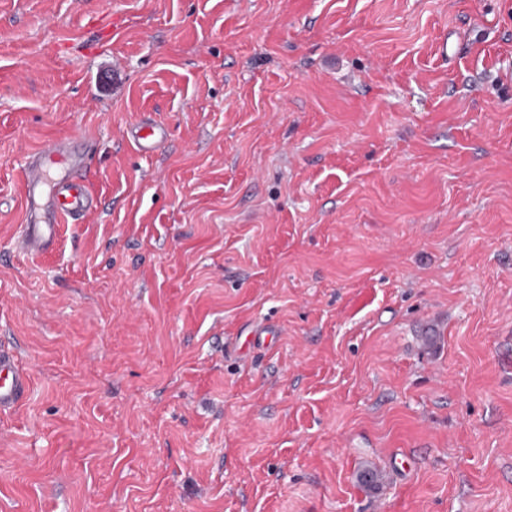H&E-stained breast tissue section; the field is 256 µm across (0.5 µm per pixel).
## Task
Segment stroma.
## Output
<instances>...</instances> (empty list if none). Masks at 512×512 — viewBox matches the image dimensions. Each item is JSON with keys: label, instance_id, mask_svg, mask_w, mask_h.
I'll use <instances>...</instances> for the list:
<instances>
[{"label": "stroma", "instance_id": "stroma-1", "mask_svg": "<svg viewBox=\"0 0 512 512\" xmlns=\"http://www.w3.org/2000/svg\"><path fill=\"white\" fill-rule=\"evenodd\" d=\"M509 68L512 0H0V512H512ZM125 135L129 141L136 145L140 152L154 153L158 146L166 140L167 129L150 119L144 118L130 125L126 129ZM75 139H79V147ZM90 151L86 138L75 137L45 144L29 157L21 173L26 207V224L20 241L23 251L41 254L51 250L60 224L68 218L81 219L93 211L95 197L81 176ZM51 155L65 164L60 176L45 162ZM30 383V371L18 362L11 351L0 346V411L21 403Z\"/></svg>", "mask_w": 512, "mask_h": 512}]
</instances>
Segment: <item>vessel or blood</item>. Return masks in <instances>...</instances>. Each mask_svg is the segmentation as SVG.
Returning a JSON list of instances; mask_svg holds the SVG:
<instances>
[{
	"mask_svg": "<svg viewBox=\"0 0 512 512\" xmlns=\"http://www.w3.org/2000/svg\"><path fill=\"white\" fill-rule=\"evenodd\" d=\"M125 135L143 153L155 152L166 140L164 126L149 119L130 125ZM91 148L88 140L67 139L45 144L32 155L21 173L26 224L20 241L23 251L41 254L53 248L60 224L85 217L95 197L81 176ZM31 383L30 371L0 347V411L22 402Z\"/></svg>",
	"mask_w": 512,
	"mask_h": 512,
	"instance_id": "1",
	"label": "vessel or blood"
}]
</instances>
